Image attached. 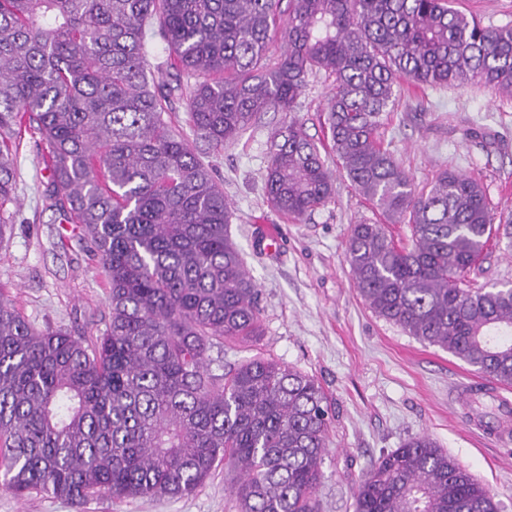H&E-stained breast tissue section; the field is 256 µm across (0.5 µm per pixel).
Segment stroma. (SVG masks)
Wrapping results in <instances>:
<instances>
[{
	"instance_id": "stroma-1",
	"label": "stroma",
	"mask_w": 512,
	"mask_h": 512,
	"mask_svg": "<svg viewBox=\"0 0 512 512\" xmlns=\"http://www.w3.org/2000/svg\"><path fill=\"white\" fill-rule=\"evenodd\" d=\"M333 80L310 78L293 117L316 141L326 138L324 108ZM264 112L222 152L201 158L223 185L230 226L259 289L262 334L225 347L213 373L261 355L314 376L327 392L335 420L322 465L321 512H352V492L382 454L426 434L466 466L512 512V423L481 416L476 403L512 404V389L478 380L448 351L419 342L379 318L354 288L345 252L351 224L379 212L358 195L336 155L330 201L303 218L266 202L267 142L287 120ZM416 187L453 169L479 181L492 207L512 206V99L471 85L400 88L381 128ZM49 156L40 139H26L18 157L20 208L0 240V283L12 304L40 328L98 335L109 318L108 289L91 245L46 196ZM276 237L266 251L265 237ZM475 285L512 283V252L490 242L473 274ZM480 381L473 400L459 401L460 383ZM232 475L217 467L193 494L176 499L115 501L93 496L82 507L44 493L17 496L0 484V512H237Z\"/></svg>"
}]
</instances>
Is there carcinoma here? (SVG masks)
Returning a JSON list of instances; mask_svg holds the SVG:
<instances>
[{
	"instance_id": "cac0c4a2",
	"label": "carcinoma",
	"mask_w": 512,
	"mask_h": 512,
	"mask_svg": "<svg viewBox=\"0 0 512 512\" xmlns=\"http://www.w3.org/2000/svg\"><path fill=\"white\" fill-rule=\"evenodd\" d=\"M281 0H0V238L19 206L17 149L39 134L49 193L93 245L110 315L94 338L37 328L0 290V472L18 495L75 506L180 498L219 463L239 512H319L332 411L312 376L256 356L226 374L210 352L261 335L259 290L230 235L224 188L164 118L184 101L219 150L258 115L295 111L325 73L331 148L383 224L351 226L346 259L380 318L512 386V286L472 288L512 210L454 170L418 191L379 136L395 87L481 85L512 98V25L449 0H288L286 50L266 65ZM169 52L153 77L146 32ZM195 76L185 82L182 75ZM268 204L300 218L332 173L294 118L268 144ZM410 228L395 241L389 225ZM353 512H498L493 494L428 435L383 455Z\"/></svg>"
}]
</instances>
